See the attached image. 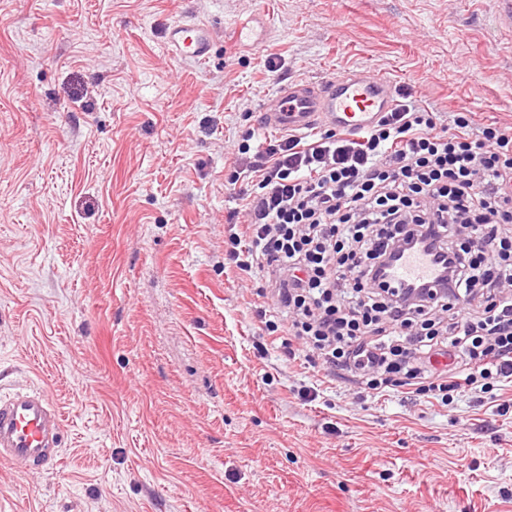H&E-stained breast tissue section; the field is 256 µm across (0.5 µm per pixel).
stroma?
<instances>
[{"label":"stroma","mask_w":512,"mask_h":512,"mask_svg":"<svg viewBox=\"0 0 512 512\" xmlns=\"http://www.w3.org/2000/svg\"><path fill=\"white\" fill-rule=\"evenodd\" d=\"M189 16L207 60L166 47ZM347 71L512 127L492 0H0V394L64 420L57 467L0 464V512H512V387L305 401L227 259L260 105Z\"/></svg>","instance_id":"1"}]
</instances>
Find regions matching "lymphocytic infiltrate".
Returning a JSON list of instances; mask_svg holds the SVG:
<instances>
[{"label": "lymphocytic infiltrate", "mask_w": 512, "mask_h": 512, "mask_svg": "<svg viewBox=\"0 0 512 512\" xmlns=\"http://www.w3.org/2000/svg\"><path fill=\"white\" fill-rule=\"evenodd\" d=\"M230 260L261 277L265 329L322 382L448 406L512 383V131L438 122L409 98L371 129L242 141ZM434 258L441 288L417 301L386 273L397 243Z\"/></svg>", "instance_id": "f902f5d3"}]
</instances>
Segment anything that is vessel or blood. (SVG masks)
Masks as SVG:
<instances>
[{"mask_svg": "<svg viewBox=\"0 0 512 512\" xmlns=\"http://www.w3.org/2000/svg\"><path fill=\"white\" fill-rule=\"evenodd\" d=\"M171 54L207 59L211 43L205 23L184 19L167 31ZM395 104L394 86L368 71L346 72L320 81L291 80L267 99L260 112L271 130H308L327 124L358 133L372 126ZM393 281L434 280L435 269L421 254L405 256L390 269ZM63 418L43 393L17 389L0 397V462L34 473L54 466L60 457Z\"/></svg>", "mask_w": 512, "mask_h": 512, "instance_id": "obj_1", "label": "vessel or blood"}]
</instances>
